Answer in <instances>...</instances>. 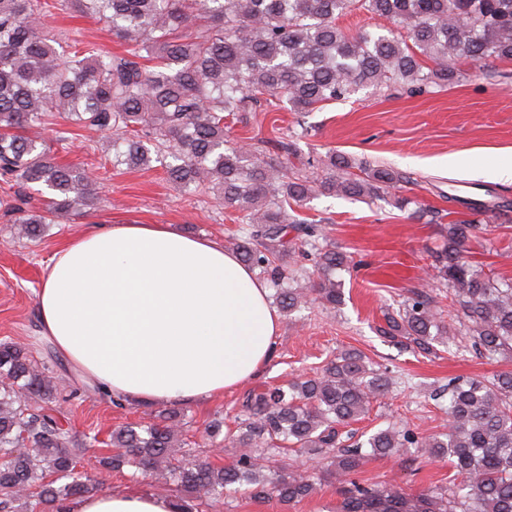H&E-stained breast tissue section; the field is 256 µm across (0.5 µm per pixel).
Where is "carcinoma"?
<instances>
[{"label":"carcinoma","instance_id":"carcinoma-1","mask_svg":"<svg viewBox=\"0 0 512 512\" xmlns=\"http://www.w3.org/2000/svg\"><path fill=\"white\" fill-rule=\"evenodd\" d=\"M81 13L105 21L129 57L91 43L59 51L44 27L49 0H0V180L46 190L39 208L9 206L19 237L39 238L48 225L94 204L96 180L55 161L40 130L66 118L88 130L112 131V162L143 167L156 160L172 186L191 193L220 191L224 208L242 224L234 250L270 277L281 311L292 313L310 294L336 309L344 302L336 273L350 256L328 243L319 221L288 209L319 195L372 202L406 177L384 165L332 153L331 175L284 169L280 156L297 143L261 141L229 146L224 120H243L264 102L311 112L362 89L393 83L441 88L455 79L458 58L512 61V0H75ZM364 10L391 24L386 34H349L337 20ZM473 215L416 207L413 214L444 225L446 243L432 267L448 310L415 292L384 313L381 336L423 353L441 344L471 348L489 360L512 357V280L489 275L467 259L478 230L474 216L497 206L448 195ZM308 248L316 276L286 277L296 246ZM387 369L369 367L355 351L337 355L321 376L245 397L241 451L228 467L173 466L181 412H161L149 425L112 431L104 465L129 463L167 473L198 498L219 499L246 484L255 495L284 503L312 494L302 472L266 471L257 452L315 448L332 456L330 474L339 512H512V370L454 378L445 388L446 431L420 436L388 426L366 440L344 430L371 400L391 391ZM60 386L28 348L0 342V512H61L68 500L91 494L98 480L77 470L78 442L65 425ZM426 448L446 457L457 482L410 497L394 485L365 487L352 475L369 455Z\"/></svg>","mask_w":512,"mask_h":512}]
</instances>
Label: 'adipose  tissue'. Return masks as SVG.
<instances>
[{
  "instance_id": "1",
  "label": "adipose tissue",
  "mask_w": 512,
  "mask_h": 512,
  "mask_svg": "<svg viewBox=\"0 0 512 512\" xmlns=\"http://www.w3.org/2000/svg\"><path fill=\"white\" fill-rule=\"evenodd\" d=\"M42 334L114 396L149 404L223 395L270 361L280 317L236 254L172 224H100L56 253L38 293ZM65 512H177L147 492L71 500Z\"/></svg>"
}]
</instances>
